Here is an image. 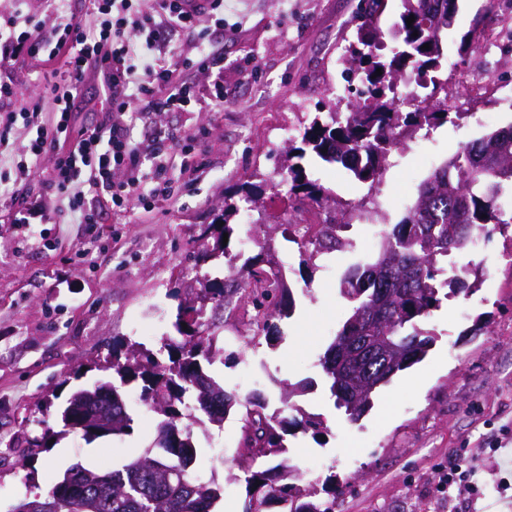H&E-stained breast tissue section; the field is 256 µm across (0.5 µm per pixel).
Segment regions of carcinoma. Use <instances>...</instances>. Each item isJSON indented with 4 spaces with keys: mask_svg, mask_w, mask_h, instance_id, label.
Returning <instances> with one entry per match:
<instances>
[{
    "mask_svg": "<svg viewBox=\"0 0 512 512\" xmlns=\"http://www.w3.org/2000/svg\"><path fill=\"white\" fill-rule=\"evenodd\" d=\"M457 0H403L397 28L398 46L391 55L377 54L380 18L385 0H362L357 42L346 48L342 60L360 69L367 80V97L341 120L323 123L314 119L305 128L301 145L288 144V165L279 169L281 180L290 184L299 203L328 207L332 192L305 174L301 161L309 154L324 162L341 165L362 183H374L385 170L392 150L430 132L444 123H457L465 112H450L426 97L412 112L387 97L400 73L436 72L443 57V37L452 24ZM415 17L412 25L407 18ZM429 48H423V45ZM381 75H376V69ZM239 212L232 199L209 225L201 250L193 256L195 267L221 256L244 262L240 270L220 283L209 274L197 275L201 284L196 303L179 305L175 327L182 342L168 350V363L154 353L131 343L121 353L113 352V371L120 385L141 382L142 401L162 419L155 444L120 469L98 472L76 463L44 497L25 499L15 512H215L221 487L213 479L193 474L196 457L189 425L201 421L219 424L239 396L227 390L203 364L224 361V348L217 346L224 320L207 315V309L224 311L233 298L247 293L254 311V324L268 331L278 328L271 320L291 312L293 298L281 266L259 252L244 257L232 255L223 244V234L233 236L231 220ZM505 224H512V125L495 130L467 144L448 162L436 167L419 186L418 197L403 220L382 230L374 260L351 267L341 280V294L353 303L352 313L320 359L330 382L335 404L358 421L373 404L375 392L399 372L421 361L432 335L421 322L438 308L448 294L472 295L480 284L478 270L448 263L453 252L473 250L488 241ZM348 228L336 221L319 225L310 238L315 254L345 251L352 241L343 236ZM365 332L371 356L357 358L347 350L342 362L335 359L336 346H345L343 336L357 326ZM297 383L280 393V406L269 409V400L256 393L245 402L242 426L243 454L254 464L286 453L289 427L318 434L323 420L305 412L294 398L302 395ZM62 430L49 427L32 442L34 454L51 447L50 440L67 432L88 438L121 435L131 429L119 385L101 384L72 392L60 411ZM243 481L247 500L244 512H267L280 505L282 512H334V502L317 499L314 483L304 482L300 469L282 459L270 469L248 467Z\"/></svg>",
    "mask_w": 512,
    "mask_h": 512,
    "instance_id": "1",
    "label": "carcinoma"
}]
</instances>
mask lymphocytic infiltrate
Here are the masks:
<instances>
[{
	"instance_id": "f902f5d3",
	"label": "lymphocytic infiltrate",
	"mask_w": 512,
	"mask_h": 512,
	"mask_svg": "<svg viewBox=\"0 0 512 512\" xmlns=\"http://www.w3.org/2000/svg\"><path fill=\"white\" fill-rule=\"evenodd\" d=\"M112 11L101 22H68L54 36H34L30 52L55 56L67 52L68 68L52 90L55 119L42 120L38 101L20 113L5 111L17 90L0 79V148L7 146L15 123L28 130L33 155L53 153L52 187L68 198L80 223L96 221V202L105 200L126 209L149 197L168 198L172 182L162 160L168 142L165 130L155 133L152 151H143L132 138L136 122H147L159 106L182 108L191 102L186 83L173 82L176 64L154 55L160 34L172 37L196 31L204 22L200 12H188L182 0H153L149 13L132 11V0H104ZM138 31L141 43H131L127 30ZM106 76L109 109L89 127L74 129L71 112L88 73ZM165 89L157 99V89Z\"/></svg>"
}]
</instances>
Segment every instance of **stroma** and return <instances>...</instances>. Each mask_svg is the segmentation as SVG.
Listing matches in <instances>:
<instances>
[{"label": "stroma", "mask_w": 512, "mask_h": 512, "mask_svg": "<svg viewBox=\"0 0 512 512\" xmlns=\"http://www.w3.org/2000/svg\"><path fill=\"white\" fill-rule=\"evenodd\" d=\"M361 0H224L223 20L205 22L206 42L223 55L220 67L185 65L181 80L192 99L162 109L133 130L147 145L156 128L174 136L195 134L189 155L170 150L174 194L119 210L97 205L96 224L78 223L67 198L47 185L52 156L33 161L25 195L0 198V512L24 498L46 496L72 464L108 471L151 448L159 417L132 398L138 383L122 389L133 418L130 434L86 440L61 436L29 457L30 442L55 424L59 407L78 387L111 380L98 363L113 350L139 343L153 351L179 341L177 307L195 273L189 260L202 234L246 182L256 207L237 216L247 254L270 245L295 299L279 320L282 338L258 330L252 306L240 300L224 312V363L209 372L226 389L253 390L277 399L283 386L311 388L298 397L323 417L322 437L293 429L286 455L316 482L318 497L335 512H512V225L481 247L456 253L457 265H479L481 284L469 297H451L431 312L424 329L435 341L426 357L379 389L372 409L350 422L330 395L320 359L351 314L340 281L353 265L373 259L378 227L405 216L433 168L486 133L512 124V0H458L445 36L440 90L450 111L487 114L489 123H447L427 140L431 161L420 165L416 142L393 151L374 189L354 184L336 165L305 160L308 178L343 202L367 198L366 219L353 220L352 249L302 261L290 224L324 223L329 208L297 209L276 174L291 139L315 116L354 110L358 82L340 62L355 40ZM94 0H65L50 13L44 0H0V25L25 18L51 33L69 21H88ZM479 26L476 48H460ZM64 57L47 59L16 48L0 75L18 92L16 108L40 97L44 122L54 120L51 87ZM52 223H44L45 214ZM484 322L474 333L476 322ZM257 384H250L248 375ZM242 407L215 425L192 426L194 470L223 486L221 501L243 507L249 464L240 452ZM480 449L476 479L481 496L456 498L438 484L448 457Z\"/></svg>", "instance_id": "1"}]
</instances>
